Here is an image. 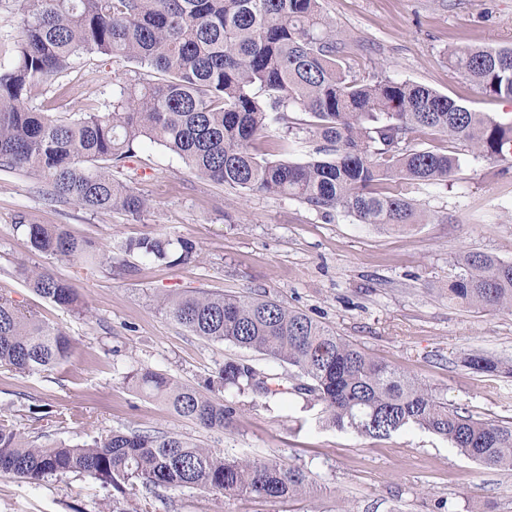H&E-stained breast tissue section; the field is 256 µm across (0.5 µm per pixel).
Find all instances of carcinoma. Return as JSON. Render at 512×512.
I'll list each match as a JSON object with an SVG mask.
<instances>
[{"label": "carcinoma", "instance_id": "carcinoma-1", "mask_svg": "<svg viewBox=\"0 0 512 512\" xmlns=\"http://www.w3.org/2000/svg\"><path fill=\"white\" fill-rule=\"evenodd\" d=\"M16 58L0 68V167L23 169L54 201L94 212L119 210L134 220L149 199L112 178V167L146 142L182 159L191 172L246 193L297 199L329 216L340 208L363 224L403 231L428 215L412 193L448 180L459 158L413 145L432 132L467 143L474 155L512 152V121L502 122L411 81L357 76L349 42L321 0H18ZM84 53L119 59L160 78L129 84L102 112L59 119L27 105L31 89L51 85ZM448 64L483 94L512 98V46L454 47ZM305 112L303 127L288 113ZM323 143L324 157L304 163L259 156L257 145L282 152L300 141ZM15 229L35 252L81 263L101 256L95 240L59 224ZM137 251L168 266L195 257L188 238L131 239ZM448 284V301L512 313V262L466 254ZM17 274L39 297L75 311L81 301L65 280L23 265ZM165 315L195 336L227 341L295 369L297 389L323 406L330 422L359 436L385 437L416 428L448 441L472 462L512 471V425L474 419L423 380L376 360L312 317L266 296H163ZM72 340L34 313L0 297V366L21 374L66 361ZM466 367L512 375V363L480 352ZM136 392L165 402L177 415L222 430L235 410L212 392L225 388L268 398L280 384L237 360L208 379L209 393L151 369L123 376ZM0 473L38 482L85 474L112 487L113 512L136 487L199 488L226 497L287 499L310 493L303 470L275 456L228 458L176 434L111 431L82 447L31 444L0 416Z\"/></svg>", "mask_w": 512, "mask_h": 512}]
</instances>
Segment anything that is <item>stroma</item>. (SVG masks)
Segmentation results:
<instances>
[{
  "label": "stroma",
  "instance_id": "stroma-1",
  "mask_svg": "<svg viewBox=\"0 0 512 512\" xmlns=\"http://www.w3.org/2000/svg\"><path fill=\"white\" fill-rule=\"evenodd\" d=\"M324 14L351 44L353 72L427 85L507 120L512 100L489 97L448 64L449 46L512 45V0H323ZM143 69L96 54L74 59L55 85L36 88L31 107L75 117L142 79ZM418 147L459 156L450 181L414 194L431 221L396 233L343 210L326 218L306 204L245 194L191 174L156 144L113 169L151 201L137 220L47 200L26 172L0 170V296L72 337L70 358L24 375L0 368V414L40 445L80 446L113 430L192 438L234 458L277 455L302 469L315 497L225 498L198 488L137 490L129 512H512V471L481 467L420 429L365 438L329 426L322 407L293 391V368L230 342L185 331L157 299L195 288L265 295L306 313L383 360L430 384L481 420L512 423V377L469 370L464 354L512 359V314L448 301L456 260L469 252L512 262V155L490 162L467 145L428 133ZM60 224L106 249L159 233L195 242L191 261L167 266L141 254L112 266L74 264L32 252L19 217ZM46 270L77 288L83 314L30 291L18 265ZM282 378L270 399L226 389L236 413L221 431L203 429L127 388L130 368L167 373L199 388L224 360ZM64 412L77 417L48 423ZM0 512H112V491L76 473L33 483L0 474Z\"/></svg>",
  "mask_w": 512,
  "mask_h": 512
}]
</instances>
